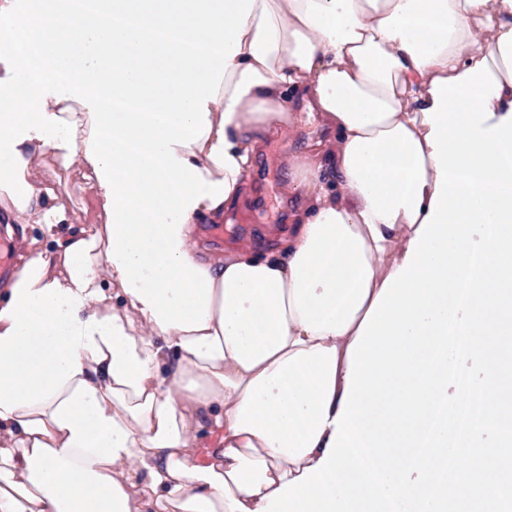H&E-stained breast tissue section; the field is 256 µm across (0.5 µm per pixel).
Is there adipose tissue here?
Returning a JSON list of instances; mask_svg holds the SVG:
<instances>
[{
	"label": "adipose tissue",
	"instance_id": "ef3b65f1",
	"mask_svg": "<svg viewBox=\"0 0 512 512\" xmlns=\"http://www.w3.org/2000/svg\"><path fill=\"white\" fill-rule=\"evenodd\" d=\"M482 60L498 121L512 0H0V210L42 233L0 283V512H257L315 466L430 212L432 82ZM297 97L328 137L288 158V233L202 256ZM49 156L101 231L60 235Z\"/></svg>",
	"mask_w": 512,
	"mask_h": 512
}]
</instances>
